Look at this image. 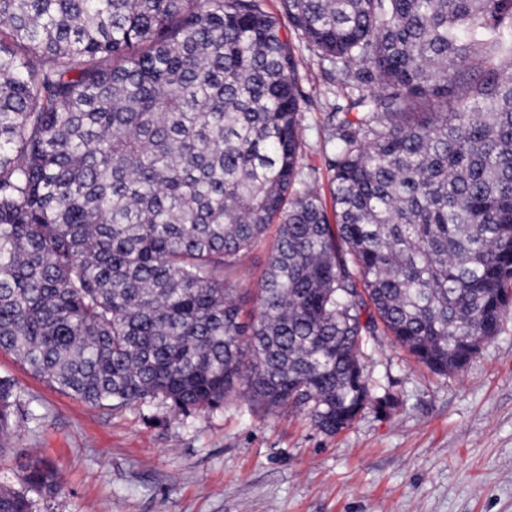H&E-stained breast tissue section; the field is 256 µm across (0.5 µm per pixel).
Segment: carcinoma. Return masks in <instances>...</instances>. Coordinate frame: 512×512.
Returning <instances> with one entry per match:
<instances>
[{"instance_id":"obj_1","label":"carcinoma","mask_w":512,"mask_h":512,"mask_svg":"<svg viewBox=\"0 0 512 512\" xmlns=\"http://www.w3.org/2000/svg\"><path fill=\"white\" fill-rule=\"evenodd\" d=\"M350 86L326 204L263 0H0V350L95 406L349 427L364 338L464 369L512 309V0H280ZM272 224L258 288L227 272ZM39 419L0 378V452ZM0 512L63 489L44 460Z\"/></svg>"}]
</instances>
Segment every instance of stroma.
I'll return each mask as SVG.
<instances>
[{
	"label": "stroma",
	"mask_w": 512,
	"mask_h": 512,
	"mask_svg": "<svg viewBox=\"0 0 512 512\" xmlns=\"http://www.w3.org/2000/svg\"><path fill=\"white\" fill-rule=\"evenodd\" d=\"M295 49L303 164L323 169L328 114L346 97L329 63ZM363 361L391 405L332 435L240 392L188 414L158 400L96 408L0 351V377L39 414L0 457V485L19 487L21 465L42 458L64 483L51 512H512V313L460 373L386 336L366 339Z\"/></svg>",
	"instance_id": "obj_1"
}]
</instances>
